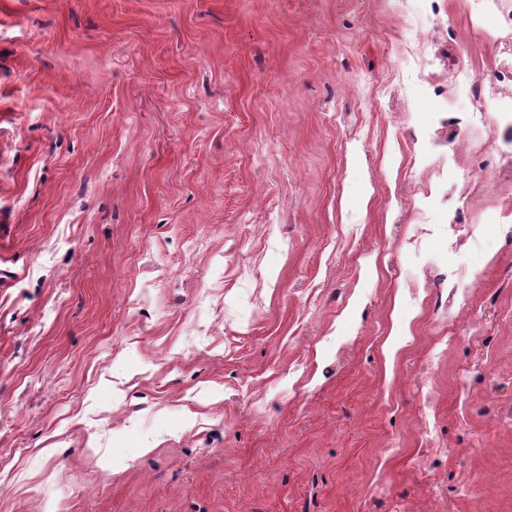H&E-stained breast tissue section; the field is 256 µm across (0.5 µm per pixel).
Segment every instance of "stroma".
I'll list each match as a JSON object with an SVG mask.
<instances>
[{"instance_id": "35a3bbf8", "label": "stroma", "mask_w": 512, "mask_h": 512, "mask_svg": "<svg viewBox=\"0 0 512 512\" xmlns=\"http://www.w3.org/2000/svg\"><path fill=\"white\" fill-rule=\"evenodd\" d=\"M422 8L0 0V512H512V0Z\"/></svg>"}]
</instances>
